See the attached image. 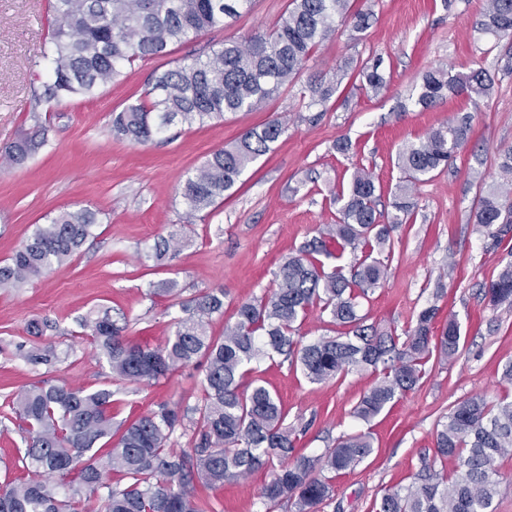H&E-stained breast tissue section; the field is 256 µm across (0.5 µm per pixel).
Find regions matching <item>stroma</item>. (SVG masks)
I'll list each match as a JSON object with an SVG mask.
<instances>
[{
	"instance_id": "35a3bbf8",
	"label": "stroma",
	"mask_w": 512,
	"mask_h": 512,
	"mask_svg": "<svg viewBox=\"0 0 512 512\" xmlns=\"http://www.w3.org/2000/svg\"><path fill=\"white\" fill-rule=\"evenodd\" d=\"M49 3L0 0V145L33 132L38 123L47 126L45 146L23 165L0 171V260L62 211L86 207L99 222L70 261L23 287L0 288V483L20 477L15 461L26 439L9 418L6 395L38 381L64 380L90 390L109 385L108 363L81 327L88 314L109 310L124 325L126 339L155 347L172 335L184 303L220 290L224 312L213 317L209 332L223 336L239 304L267 292L279 264L336 222L333 196L349 184L355 167L372 174L382 207L390 208L402 178L399 150L467 113V141L447 168L416 185L413 218L391 234L385 281L361 307L368 323L400 333L422 309L436 307V328L451 318L460 326L457 357H431L420 385L367 423L352 411L378 378L372 370L313 384L283 357L260 362L269 389L299 431L296 445L304 454L320 455L354 432L373 439L372 454L336 477L319 512H375L384 490L411 485L426 461L456 476V459L434 455L437 431L451 408L472 395L512 400V385L501 377L512 360V305L494 306L484 297L485 286L512 263V230L492 237L473 222L479 198L506 188L497 152L512 146V75L498 76L486 99L451 95L427 110L407 101L428 68L457 75L480 55L494 67L492 40L477 30L486 0H351L352 8L374 13L361 41L339 29L278 97L220 120L171 126L144 145L112 137V112L144 98L154 73L175 61L210 54L229 37L270 31L288 0H252L231 26L173 46L168 56L135 61L94 98L38 110L35 97L46 79L40 52L53 31ZM373 55L383 58L389 80L382 94L346 78L327 111L305 108L301 90L311 77L333 73L346 57ZM273 119L285 132L243 175L241 188L213 214L184 223L180 187L187 177L244 131ZM342 138L351 142L350 153L336 152ZM172 235L177 247L155 259V243ZM36 320L47 322V330L34 333ZM33 346L52 349L51 364L27 363L21 351ZM203 382L202 367L190 364L150 385L120 386L117 418L162 402L194 405ZM271 474L261 469L199 493L216 499L223 512H264L260 491Z\"/></svg>"
}]
</instances>
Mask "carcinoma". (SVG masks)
<instances>
[{"label":"carcinoma","mask_w":512,"mask_h":512,"mask_svg":"<svg viewBox=\"0 0 512 512\" xmlns=\"http://www.w3.org/2000/svg\"><path fill=\"white\" fill-rule=\"evenodd\" d=\"M251 0H54L55 27L43 50L50 82L35 106L64 98L92 97L137 61L167 55L213 28L231 25ZM370 9L353 10L350 0H289L273 29L245 39H227L206 58L178 62L157 74L150 93L112 113L113 137L146 144L173 124L191 127L227 112L250 111L278 97L310 60L315 49L336 35L338 26L356 33L370 26ZM479 30L508 48L498 55L495 72L482 59L469 72L453 76L443 68L422 72L411 100L429 109L448 95L487 98L495 75L512 74V0H486ZM381 61L351 57L345 68L362 87L378 92L387 86ZM337 74L317 76L305 87L306 107H326L336 93ZM471 116L443 125L398 154L403 180L397 186L392 215L379 209L373 177L359 168L347 189L336 193L338 220L303 243L280 264L273 288L244 302L224 336L208 332L212 316L224 308V293L206 292L183 306L185 316L157 347L123 339L124 327L108 312L82 322L86 336L102 352L112 380L150 383L174 369L200 363L205 370L203 397L192 408L195 445L187 450L172 440L181 423L179 410L167 403L137 419L117 423L116 392L88 390L64 381L43 382L19 391L11 400L15 420L27 434L19 462L23 476L0 485V512H218L195 484L209 489L246 477L277 460L280 467L263 486L265 512L291 503L295 512H317L333 492L336 477L353 470L373 452L369 434L342 437L336 447L310 457L295 447L296 430L275 395L256 376L252 362L283 355L300 366L313 384L352 370L372 368L380 378L360 397L353 414L369 422L425 375L437 348L451 360L460 348L454 319L433 336L436 308L421 310L399 341L396 330L365 324L360 300L369 298L385 277L379 255L391 248V233L411 218V190L425 177L448 166L465 143ZM283 133L269 121L244 132L229 148L215 151L187 178L180 195L186 204L183 223L216 209L237 191L240 178L271 151ZM47 142L45 130L22 136L0 149V159L21 165ZM474 223L491 230L512 224V200L494 193L481 197ZM96 213L77 208L59 213L21 242L0 262V288H20L68 260L94 234ZM355 256L342 264L346 254ZM492 305L512 303V263L486 286ZM319 306L350 335L322 336L300 345L296 331L310 308ZM512 453V401L491 405L481 396L457 403L437 432L435 455L455 457L460 472L452 481L424 463L418 481L389 488L376 512H493L501 493L496 460ZM331 476H326V473ZM119 474L125 485L112 483Z\"/></svg>","instance_id":"1"}]
</instances>
